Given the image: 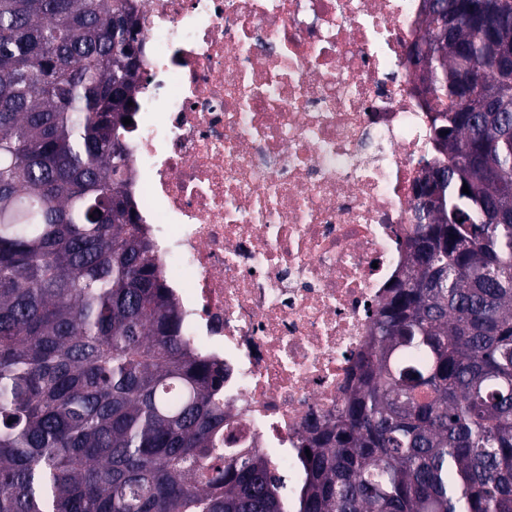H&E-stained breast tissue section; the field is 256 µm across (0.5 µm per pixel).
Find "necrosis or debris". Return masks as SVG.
Returning a JSON list of instances; mask_svg holds the SVG:
<instances>
[{"mask_svg":"<svg viewBox=\"0 0 512 512\" xmlns=\"http://www.w3.org/2000/svg\"><path fill=\"white\" fill-rule=\"evenodd\" d=\"M135 2V210L186 336L224 365L225 434L290 488L404 267L435 156L404 55L424 0Z\"/></svg>","mask_w":512,"mask_h":512,"instance_id":"4bbe7bcc","label":"necrosis or debris"}]
</instances>
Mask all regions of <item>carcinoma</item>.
<instances>
[{
	"label": "carcinoma",
	"mask_w": 512,
	"mask_h": 512,
	"mask_svg": "<svg viewBox=\"0 0 512 512\" xmlns=\"http://www.w3.org/2000/svg\"><path fill=\"white\" fill-rule=\"evenodd\" d=\"M465 9L424 19L461 18L427 54L439 204L414 209L290 498L224 435V365L181 335L137 222L114 141L143 65L131 0H0V512H512V73ZM466 60L495 111H471Z\"/></svg>",
	"instance_id": "1"
}]
</instances>
